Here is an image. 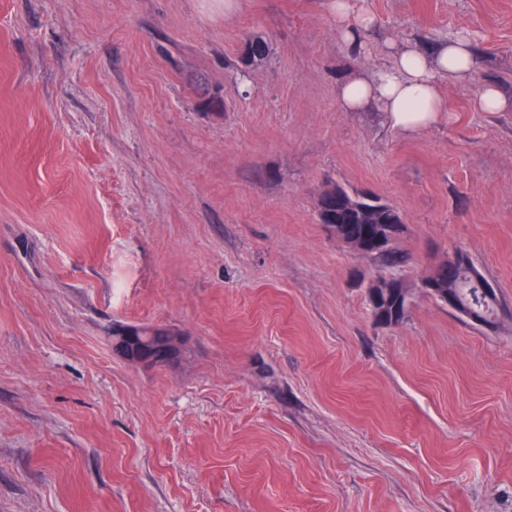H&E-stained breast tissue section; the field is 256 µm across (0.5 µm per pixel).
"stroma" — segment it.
I'll return each instance as SVG.
<instances>
[{
    "label": "stroma",
    "instance_id": "obj_1",
    "mask_svg": "<svg viewBox=\"0 0 512 512\" xmlns=\"http://www.w3.org/2000/svg\"><path fill=\"white\" fill-rule=\"evenodd\" d=\"M0 0V512H512V0ZM468 32L480 64L407 136L343 111L387 44ZM266 60L239 71L247 41ZM367 191L413 282L461 251L495 326L377 272L318 217ZM184 336L164 367L113 325ZM330 9L344 43L357 52L363 51L366 46L365 36L375 26V18L368 14L352 17L346 0H332ZM507 106V99L492 83L483 85L475 100V107L482 112H499ZM399 294L388 305V322L386 325L399 326L406 320L414 298L419 295L416 288L408 285L398 288ZM115 326L112 327V342L113 336L117 344H121L124 348V358L134 364H147L158 363L157 366H167L177 361L184 351V339L182 336L169 332L168 344L165 355L162 359H155L151 352L143 347L136 337L133 336V329L130 327L125 328L122 336H117L114 332Z\"/></svg>",
    "mask_w": 512,
    "mask_h": 512
}]
</instances>
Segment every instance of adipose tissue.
I'll use <instances>...</instances> for the list:
<instances>
[{"mask_svg": "<svg viewBox=\"0 0 512 512\" xmlns=\"http://www.w3.org/2000/svg\"><path fill=\"white\" fill-rule=\"evenodd\" d=\"M330 9L344 43L363 51L375 18L351 15L347 0H332ZM477 65L472 43L464 36L437 44L431 51L411 45L395 47L390 62L377 68L371 77L354 76L340 82L339 104L346 112L378 109L391 127L414 134L441 118L445 110L439 93L441 82L466 77Z\"/></svg>", "mask_w": 512, "mask_h": 512, "instance_id": "adipose-tissue-1", "label": "adipose tissue"}]
</instances>
